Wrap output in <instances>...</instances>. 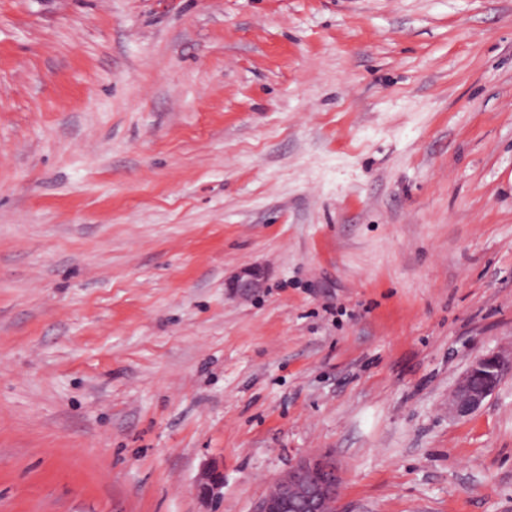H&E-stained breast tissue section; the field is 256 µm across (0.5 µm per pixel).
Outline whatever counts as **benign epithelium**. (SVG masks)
Wrapping results in <instances>:
<instances>
[{
  "label": "benign epithelium",
  "instance_id": "benign-epithelium-1",
  "mask_svg": "<svg viewBox=\"0 0 512 512\" xmlns=\"http://www.w3.org/2000/svg\"><path fill=\"white\" fill-rule=\"evenodd\" d=\"M263 273L254 267L241 269L229 282L236 295H250L263 288ZM512 374V352L491 353L475 359L457 382L448 411L457 417L475 413ZM224 482L218 467L208 470L199 492L208 495ZM342 479L336 464L323 456H308L278 479L274 491L262 498L256 512H336Z\"/></svg>",
  "mask_w": 512,
  "mask_h": 512
}]
</instances>
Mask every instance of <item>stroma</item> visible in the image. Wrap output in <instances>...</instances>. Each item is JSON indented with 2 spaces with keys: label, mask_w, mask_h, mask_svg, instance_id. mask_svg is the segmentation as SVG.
Returning <instances> with one entry per match:
<instances>
[{
  "label": "stroma",
  "mask_w": 512,
  "mask_h": 512,
  "mask_svg": "<svg viewBox=\"0 0 512 512\" xmlns=\"http://www.w3.org/2000/svg\"><path fill=\"white\" fill-rule=\"evenodd\" d=\"M511 348L512 0H0V512H512ZM263 273L254 267L241 269L229 282L228 288L236 295H250L263 288ZM512 374V351L491 353L475 359L457 382L448 411L457 417L475 413L499 387L503 378ZM342 479L336 464L308 456L278 479L255 512H335Z\"/></svg>",
  "instance_id": "1"
}]
</instances>
